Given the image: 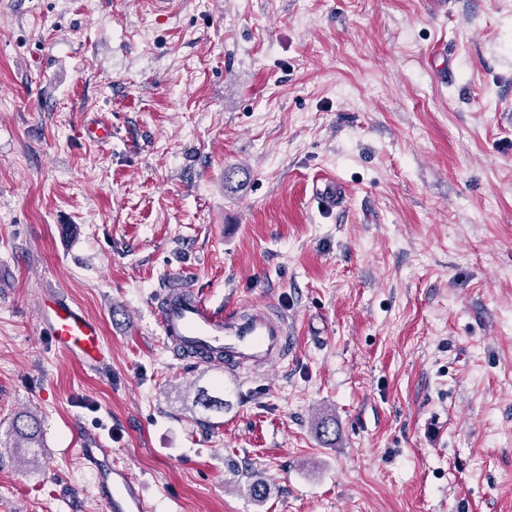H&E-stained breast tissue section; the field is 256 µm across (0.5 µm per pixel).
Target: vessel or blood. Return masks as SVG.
Listing matches in <instances>:
<instances>
[{"instance_id":"obj_1","label":"vessel or blood","mask_w":512,"mask_h":512,"mask_svg":"<svg viewBox=\"0 0 512 512\" xmlns=\"http://www.w3.org/2000/svg\"><path fill=\"white\" fill-rule=\"evenodd\" d=\"M165 340L184 357L227 371L268 367L287 357L293 338L284 318L265 305L248 311L209 305L194 289L171 287L154 305ZM38 319L56 347L83 364L104 362V338L99 323L77 304L43 294ZM96 475L99 496L107 512H152L153 505L128 471L112 462L108 448L82 451Z\"/></svg>"}]
</instances>
